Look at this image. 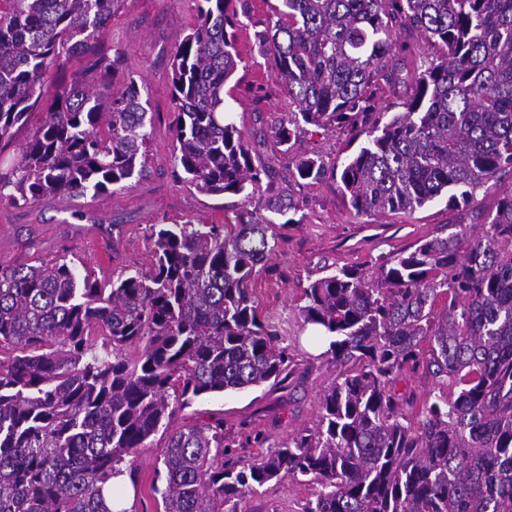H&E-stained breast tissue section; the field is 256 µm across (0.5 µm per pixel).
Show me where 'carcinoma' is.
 Segmentation results:
<instances>
[{
	"label": "carcinoma",
	"instance_id": "carcinoma-1",
	"mask_svg": "<svg viewBox=\"0 0 512 512\" xmlns=\"http://www.w3.org/2000/svg\"><path fill=\"white\" fill-rule=\"evenodd\" d=\"M124 0H0V143L44 94L50 62L85 61L91 84L58 85L8 166L14 205L101 195L148 173V110L136 80L115 86L122 52L104 35ZM255 34L288 120L345 127L368 143L342 165L358 215L411 213L447 197L469 206L512 172V0H278ZM173 52L174 160L186 182L244 195L232 224H153L149 267L99 280L63 255L0 267V512H112L107 482L195 400L293 377L288 347L252 281L274 250V217L321 182L322 155L278 170L227 109L247 0H196ZM434 49L404 71L397 32ZM404 84V111L377 100ZM266 183L254 197L247 187ZM413 252L340 268L304 289L303 322L331 338L336 378L320 415L278 448L246 457L224 420L167 435L151 490L164 512H239L289 478L318 490L303 512H512V192L483 223L450 224ZM424 369L421 406L397 383Z\"/></svg>",
	"mask_w": 512,
	"mask_h": 512
}]
</instances>
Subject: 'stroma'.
I'll return each instance as SVG.
<instances>
[{
    "instance_id": "1",
    "label": "stroma",
    "mask_w": 512,
    "mask_h": 512,
    "mask_svg": "<svg viewBox=\"0 0 512 512\" xmlns=\"http://www.w3.org/2000/svg\"><path fill=\"white\" fill-rule=\"evenodd\" d=\"M195 20L193 0H125L112 18L108 43L123 50V71L143 86L149 102L150 174L131 187L97 197H64L27 206L0 202V265L65 255L93 269L97 278L108 279L133 267L149 266L151 225L234 221L242 197L202 193L184 181L174 163L176 112L170 64ZM236 38L242 61L224 88L225 101L244 138L250 140L259 128L287 120L288 100L265 60L254 51L253 27L238 30ZM365 141L362 135L311 126L290 153L269 142L259 145L258 152L277 166L287 165L289 157L317 152L333 167L342 165ZM300 206L297 223L275 227V248L253 283L261 310L272 317L282 345L291 354L293 383L195 401L175 416L172 428L219 416L226 435L262 431L264 444L246 448L247 455L256 456L263 448L286 442L298 429L313 427L319 415L318 394L333 381L336 367L330 355L311 348L307 341L308 328L300 315L305 288L335 269L365 268L377 256L412 252L421 240L455 223L458 216L443 198L410 214L358 215L337 178L303 187ZM165 442L164 434H156L133 458L138 475L133 512H163L150 487ZM314 490V485L291 481L271 484L263 494L246 497L239 508L241 512H301Z\"/></svg>"
}]
</instances>
